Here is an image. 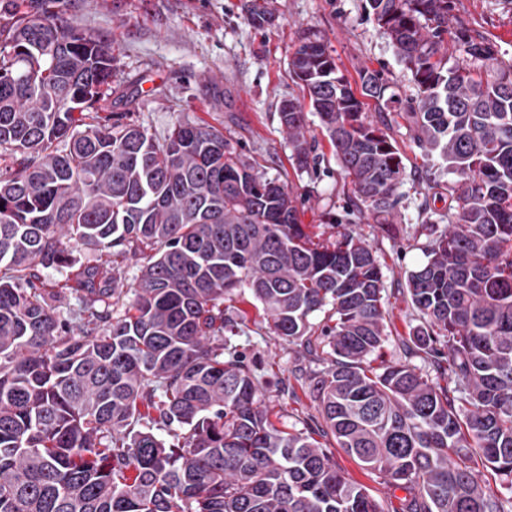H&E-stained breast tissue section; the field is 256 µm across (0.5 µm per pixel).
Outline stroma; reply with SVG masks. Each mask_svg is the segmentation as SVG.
Listing matches in <instances>:
<instances>
[{
    "instance_id": "stroma-1",
    "label": "stroma",
    "mask_w": 512,
    "mask_h": 512,
    "mask_svg": "<svg viewBox=\"0 0 512 512\" xmlns=\"http://www.w3.org/2000/svg\"><path fill=\"white\" fill-rule=\"evenodd\" d=\"M255 6L264 12L259 24L251 16ZM54 10L112 51V93L94 106L100 117L120 114L159 138L179 121L216 127L243 159L259 162L289 186L302 223L348 219L381 265L393 331L386 359L429 371L422 359L406 357L397 338L421 322L403 294L405 273L424 262L430 228H446L440 216L448 211V174L438 162L423 160L399 109L388 110L407 177L393 225L377 224L354 206L352 185L340 175L316 114L306 117V136L324 156L316 179L297 169L279 119L281 102L301 94L291 61L307 32L323 39L352 87H359L362 70H379L403 101L415 97L410 73L369 18L366 0H54ZM451 15L512 62V0H451ZM224 313L238 321L231 345L259 378L270 420L284 430L319 428L322 417L305 387L318 363L271 334L250 294L225 302ZM322 444L384 512H400L402 490H390L332 438Z\"/></svg>"
}]
</instances>
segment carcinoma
Listing matches in <instances>:
<instances>
[{"mask_svg":"<svg viewBox=\"0 0 512 512\" xmlns=\"http://www.w3.org/2000/svg\"><path fill=\"white\" fill-rule=\"evenodd\" d=\"M367 2L416 85L414 140L453 176L457 210L406 277L425 325L398 337L434 378L372 366L390 311L362 235L308 231L288 186L214 127L99 123L110 48L54 12L0 16V512H383L224 357V299L244 284L271 333L322 363L321 432L405 490L404 512H512L480 485L482 468L512 485V64L451 29V0ZM292 66L359 208L392 223L406 172L386 80L365 69L354 90L314 33ZM279 118L296 166L317 171L304 103ZM74 245L108 258L78 267ZM146 249L122 288L112 256ZM42 267L74 285L45 288ZM174 423V443L153 432Z\"/></svg>","mask_w":512,"mask_h":512,"instance_id":"carcinoma-1","label":"carcinoma"}]
</instances>
